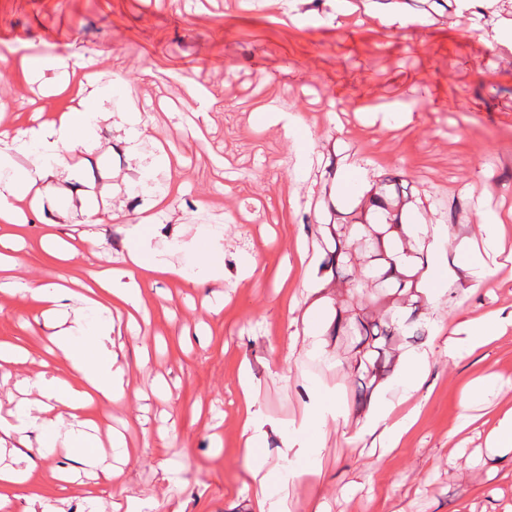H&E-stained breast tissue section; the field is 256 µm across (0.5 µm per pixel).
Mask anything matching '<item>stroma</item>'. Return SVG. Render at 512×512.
<instances>
[{
  "label": "stroma",
  "mask_w": 512,
  "mask_h": 512,
  "mask_svg": "<svg viewBox=\"0 0 512 512\" xmlns=\"http://www.w3.org/2000/svg\"><path fill=\"white\" fill-rule=\"evenodd\" d=\"M356 3L359 23L343 26L337 0H0V55L16 60L69 44L107 51L99 69L113 111H140V150L153 152L159 141L177 158L155 175L179 191L162 223L145 229L153 246L180 238L184 248L170 259L192 272L196 240L222 234L221 286L141 284L138 336L114 339L127 397L93 410L137 448L115 489L140 512H256L236 391L244 365L257 386V452L291 512H512V470L492 468L488 457L493 431L512 410V329L485 347L448 351L464 320L512 311V279L455 280L431 302L392 290L353 300L346 281L365 271L335 268L328 231L345 225L342 245L355 250L368 231L365 201L401 186L402 222L448 225L452 237L483 250L475 200L512 210V53L489 45L493 17L471 28L456 0ZM0 100V127L69 103L8 76ZM275 110L301 114L310 165L300 160V137L265 129L263 114ZM376 112L393 129L373 123ZM76 161V177L49 192L70 213L55 236L77 247L83 200L102 196L131 212L143 193L128 179L118 127L102 126L96 147ZM44 232L26 225L19 279L84 281L124 265L121 225L96 226L100 248L67 264ZM245 252L258 263L249 278L238 273ZM389 311L408 327L369 377L336 325ZM29 314V304L0 293V342L31 356L0 368L2 416L25 399L20 382L39 360L48 359L50 372L69 371L63 359L47 358L42 324L21 328ZM407 352L428 355L412 398L421 413L400 447L381 457L360 431L382 391L400 395ZM317 394L329 410L323 449L294 463L320 475L290 484L282 451L306 440L299 424ZM31 484L4 512H33L42 498L60 512H101L108 502L83 477L63 490L37 470Z\"/></svg>",
  "instance_id": "obj_1"
}]
</instances>
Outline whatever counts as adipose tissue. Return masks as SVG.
Returning a JSON list of instances; mask_svg holds the SVG:
<instances>
[{
    "mask_svg": "<svg viewBox=\"0 0 512 512\" xmlns=\"http://www.w3.org/2000/svg\"><path fill=\"white\" fill-rule=\"evenodd\" d=\"M98 54L58 52L35 55L14 61L0 56V72L22 70L24 76H50L47 93L61 90V80L73 72L93 68ZM111 92H101L95 106L78 105L63 112H53L40 122L0 130V222L22 225L27 215L38 216L47 225L58 224L54 208L44 204L47 182L60 175H75L73 159L77 152L89 149L96 141L103 123L111 121ZM119 117L130 152L137 153L146 126L139 113L123 112ZM23 154L27 165H19L15 154ZM170 158L159 152L139 156L138 183L144 189L145 204L127 213L114 209L108 202L94 203L81 209L84 223L105 222L126 225L127 257L124 268L105 270L78 289L67 282L47 283L39 279L21 281L15 275L19 265L21 240L12 234L0 235V291L19 297L35 308L42 320L63 322L69 301L76 300L85 313L97 315L94 327L65 326L49 334V354H62L69 362L72 375L67 379L43 373L25 378L24 388L34 393V400L19 404L10 417L0 416V447L17 449L25 446L26 434H42V461L46 476L57 484H69L71 473L51 466L59 451L77 453L85 477L111 488L120 474V466L132 453L121 433L102 430L98 421L87 418L91 405L109 404L126 395L124 370L119 355L113 351L114 314L138 309L141 303L138 282L147 277L176 276L186 278L184 268L174 265L163 252H151L142 236L143 225L154 223L157 212L171 200L170 186L153 183L157 169L168 167ZM432 238L431 255L439 262L440 278H456L444 251L448 239L446 225L399 224L392 228L391 239ZM400 403L388 393H381L366 422L368 434L377 435L382 453L396 450L410 432L420 414L419 408L400 411Z\"/></svg>",
    "mask_w": 512,
    "mask_h": 512,
    "instance_id": "adipose-tissue-1",
    "label": "adipose tissue"
}]
</instances>
